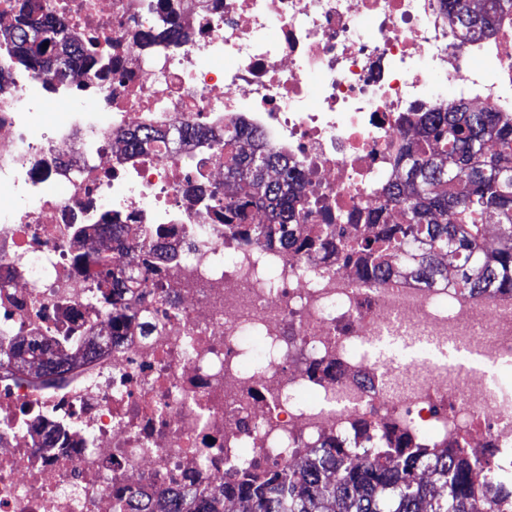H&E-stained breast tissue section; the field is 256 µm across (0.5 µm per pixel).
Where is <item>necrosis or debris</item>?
Segmentation results:
<instances>
[{"instance_id": "obj_1", "label": "necrosis or debris", "mask_w": 512, "mask_h": 512, "mask_svg": "<svg viewBox=\"0 0 512 512\" xmlns=\"http://www.w3.org/2000/svg\"><path fill=\"white\" fill-rule=\"evenodd\" d=\"M146 3L46 0L109 43L105 79L77 55L50 87L0 46V337L83 341L55 385L0 361V512H203L324 450L460 457L479 512H512V291L378 280L346 251L376 210L400 222L384 190L420 113L512 114V11L464 42L446 0H176L184 38L149 43ZM49 97L73 110L45 126ZM234 128L298 174L294 243L251 233L262 205L225 228ZM100 253L141 274L108 312ZM451 345L500 379L433 359Z\"/></svg>"}]
</instances>
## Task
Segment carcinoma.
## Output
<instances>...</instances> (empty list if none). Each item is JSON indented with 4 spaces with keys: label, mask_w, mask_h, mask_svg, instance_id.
I'll list each match as a JSON object with an SVG mask.
<instances>
[{
    "label": "carcinoma",
    "mask_w": 512,
    "mask_h": 512,
    "mask_svg": "<svg viewBox=\"0 0 512 512\" xmlns=\"http://www.w3.org/2000/svg\"><path fill=\"white\" fill-rule=\"evenodd\" d=\"M465 33L491 27L492 21L474 23L469 0H446ZM36 0L20 6L16 25L3 33L16 50L18 63L50 80H68L72 51L93 61L101 60L107 48L97 40L82 46L69 41L60 22L41 15ZM62 47L54 63L44 60V44ZM418 138L399 159L402 177L388 188L384 206L372 216L378 225L374 237L351 249L367 273L383 278L391 273L389 256L400 258L404 269L430 283L448 267L455 268L458 287L476 293L512 289V117L498 112L454 105L446 112H425L418 118ZM239 133L224 139V167L241 185L240 192L224 199V223L242 224L258 200L276 208L277 237L290 241L292 225L299 219L296 200L288 197L294 175L288 166L260 152L238 150ZM402 212V222L383 219L387 207ZM493 212L497 223L484 224ZM499 239L493 250L485 236ZM98 287L119 286L115 261L108 255L94 259ZM29 354V367L38 375L54 372L53 358L36 342L20 341ZM442 493L430 495L416 482L406 465L392 472L349 468L326 454L318 468L299 478L286 473L255 482L246 512H476L468 487V465L462 459L428 460Z\"/></svg>",
    "instance_id": "carcinoma-1"
}]
</instances>
